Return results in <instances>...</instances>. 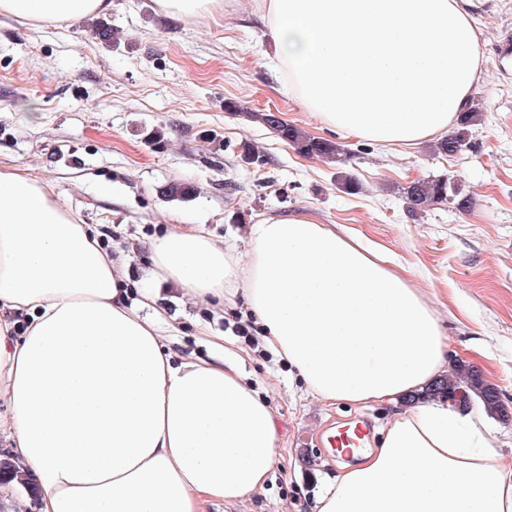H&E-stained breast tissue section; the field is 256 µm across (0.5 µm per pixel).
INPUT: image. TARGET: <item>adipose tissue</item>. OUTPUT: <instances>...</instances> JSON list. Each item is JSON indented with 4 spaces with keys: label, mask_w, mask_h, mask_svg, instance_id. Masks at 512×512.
Instances as JSON below:
<instances>
[{
    "label": "adipose tissue",
    "mask_w": 512,
    "mask_h": 512,
    "mask_svg": "<svg viewBox=\"0 0 512 512\" xmlns=\"http://www.w3.org/2000/svg\"><path fill=\"white\" fill-rule=\"evenodd\" d=\"M289 94L347 135L413 145L445 134L486 69L474 0H254ZM112 0H0L51 23ZM238 256L179 224L151 245L159 281L221 307L244 297L325 402L395 404L448 372L436 312L375 253L306 216L248 228ZM57 195L0 168V433L41 512H203L263 489L281 435L233 341L173 358L152 289ZM310 512H512V465L483 419L433 399L357 448Z\"/></svg>",
    "instance_id": "adipose-tissue-1"
}]
</instances>
